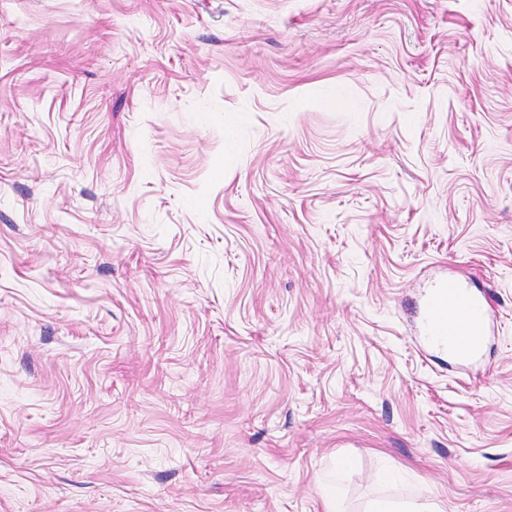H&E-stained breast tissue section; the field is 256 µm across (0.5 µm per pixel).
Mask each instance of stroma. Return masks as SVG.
<instances>
[{"label": "stroma", "instance_id": "stroma-1", "mask_svg": "<svg viewBox=\"0 0 512 512\" xmlns=\"http://www.w3.org/2000/svg\"><path fill=\"white\" fill-rule=\"evenodd\" d=\"M331 478L512 512V0H0V512ZM455 289L462 303H465L454 315V317L443 321L441 324L434 323L438 308L447 305V289H442L439 295L428 299V311L426 324L436 336H448L451 347L457 352L456 356L466 360L477 359L482 352L484 336L488 328V309L490 306L487 299L473 297L466 293L462 287Z\"/></svg>", "mask_w": 512, "mask_h": 512}]
</instances>
